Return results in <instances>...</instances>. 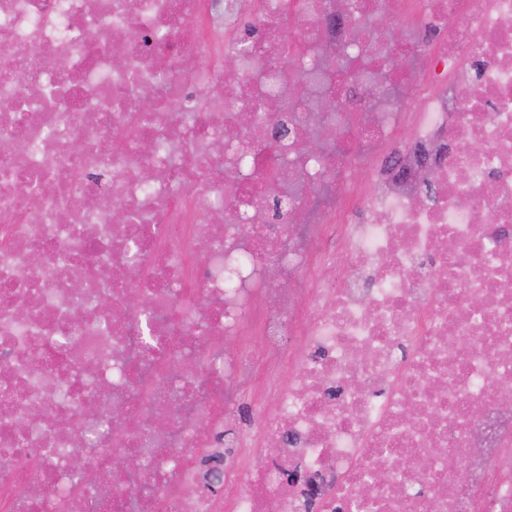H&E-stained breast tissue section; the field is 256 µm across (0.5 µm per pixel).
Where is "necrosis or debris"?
Wrapping results in <instances>:
<instances>
[{
  "mask_svg": "<svg viewBox=\"0 0 512 512\" xmlns=\"http://www.w3.org/2000/svg\"><path fill=\"white\" fill-rule=\"evenodd\" d=\"M356 2L0 0V512H224L242 408L281 446L235 512H512V0ZM246 308L265 359L224 346Z\"/></svg>",
  "mask_w": 512,
  "mask_h": 512,
  "instance_id": "obj_1",
  "label": "necrosis or debris"
}]
</instances>
